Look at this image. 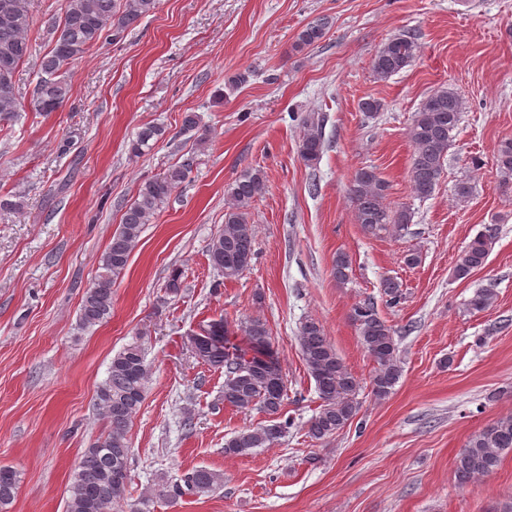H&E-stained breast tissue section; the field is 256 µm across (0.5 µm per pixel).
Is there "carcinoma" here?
<instances>
[{"label":"carcinoma","instance_id":"cac0c4a2","mask_svg":"<svg viewBox=\"0 0 512 512\" xmlns=\"http://www.w3.org/2000/svg\"><path fill=\"white\" fill-rule=\"evenodd\" d=\"M157 2L63 0L61 16L48 26V50L38 63L40 80L34 91V111L42 114L58 111L74 93V86L66 76L70 65L101 42L122 40L127 30L154 12ZM32 25L28 0H0V121H10L20 112L15 74L32 56L29 39ZM327 25L324 19L306 25L297 34L294 48L320 42ZM417 52L414 35L403 33L390 37L376 51L372 71L377 78L386 80L409 66ZM463 110L460 95L451 88H443L430 94L415 112L407 130L413 147L409 174L415 197L426 199L438 186L452 146V132L458 127ZM199 124L197 113H183L180 134H193L196 144L202 147L208 137ZM323 125L324 118L319 116L311 115L303 120L297 151L309 166L315 165L324 151ZM164 134L165 130L159 126H143L130 142V154L135 157L145 154L152 142ZM494 159L499 172L512 178V138L501 141ZM194 163L195 157L188 156L140 184L135 199L126 207L121 224L100 257V272L82 297L81 327L92 328L111 316L112 285L126 270L144 227L155 222L160 208L186 181ZM266 188L263 171L253 169L236 179L226 191L224 227L208 247L211 266L226 280L239 278L251 266L255 242L251 209ZM349 198L357 223L366 233L400 236L408 230L412 219L410 208L387 203L386 183L376 167L367 165L355 170L350 180ZM494 238L495 229L488 226L470 241L455 267L457 278L465 279L486 264ZM350 272L349 255L336 253L333 265L336 281L347 282ZM380 288L387 303H399L402 289L396 279H383ZM495 300L493 289L481 288L475 291L467 306L472 312H483L493 307ZM350 318L362 347L374 361L371 393L376 399L384 400L402 376L394 330L371 302L356 305ZM242 331L250 350L263 354L269 348L270 333L262 319H248ZM297 339L307 373L321 400L318 412L308 421V435L315 440H325L352 423L358 414L356 393L360 381L338 355L319 321L313 318L303 321ZM194 354L202 363L224 369V404L240 411L256 409L268 416V423L236 432L226 441L224 453L248 456L254 449L269 447L283 436L285 425L279 418L287 386L278 360L268 365L249 357L247 351L229 345L226 340L219 347L199 346ZM151 374L145 348L137 340L112 357L107 377L96 391V405L105 421V430L80 458L68 487L66 512H120L126 504L128 481L118 479V475L129 469V432L145 400ZM507 450H512L511 415L496 420L469 438L454 463L457 482L466 485L491 475ZM222 481L221 474L199 468L184 475L179 483L161 485L158 496L176 499L186 494L205 493L216 489ZM19 485L18 471L0 467V512H8Z\"/></svg>","mask_w":512,"mask_h":512}]
</instances>
